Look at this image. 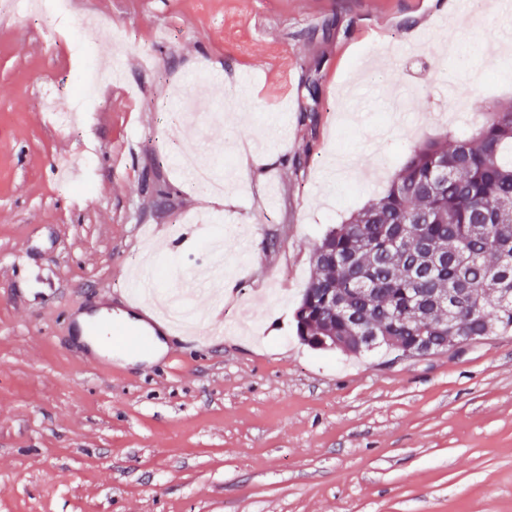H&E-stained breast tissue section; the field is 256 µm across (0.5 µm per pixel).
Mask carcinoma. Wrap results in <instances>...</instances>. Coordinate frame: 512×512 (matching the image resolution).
<instances>
[{
    "label": "carcinoma",
    "instance_id": "1",
    "mask_svg": "<svg viewBox=\"0 0 512 512\" xmlns=\"http://www.w3.org/2000/svg\"><path fill=\"white\" fill-rule=\"evenodd\" d=\"M295 309L314 348L366 336L403 357L512 331V102L471 133L410 150L399 174L316 244Z\"/></svg>",
    "mask_w": 512,
    "mask_h": 512
}]
</instances>
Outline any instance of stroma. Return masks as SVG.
I'll list each match as a JSON object with an SVG mask.
<instances>
[{
	"instance_id": "1",
	"label": "stroma",
	"mask_w": 512,
	"mask_h": 512,
	"mask_svg": "<svg viewBox=\"0 0 512 512\" xmlns=\"http://www.w3.org/2000/svg\"><path fill=\"white\" fill-rule=\"evenodd\" d=\"M72 0L0 9V512H512V334L315 350L293 310L324 232L409 151L512 99V0ZM123 31V80L93 31ZM449 71L455 83L443 82ZM316 83L317 97L307 86ZM223 105V119L212 111ZM60 112H81L72 127ZM196 151L209 195L176 168ZM223 242L222 344L88 359L65 318L134 313L132 269Z\"/></svg>"
}]
</instances>
